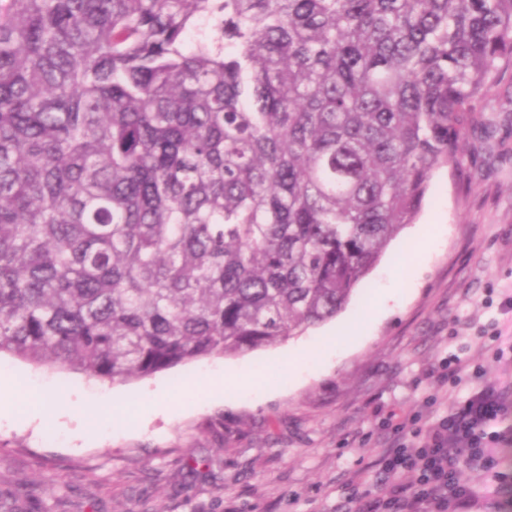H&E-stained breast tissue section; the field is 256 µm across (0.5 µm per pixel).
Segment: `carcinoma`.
I'll return each instance as SVG.
<instances>
[{"label":"carcinoma","mask_w":512,"mask_h":512,"mask_svg":"<svg viewBox=\"0 0 512 512\" xmlns=\"http://www.w3.org/2000/svg\"><path fill=\"white\" fill-rule=\"evenodd\" d=\"M505 61L512 0H0V354L124 383L336 317Z\"/></svg>","instance_id":"1"}]
</instances>
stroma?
I'll return each instance as SVG.
<instances>
[{
  "mask_svg": "<svg viewBox=\"0 0 512 512\" xmlns=\"http://www.w3.org/2000/svg\"><path fill=\"white\" fill-rule=\"evenodd\" d=\"M493 119L492 139L481 133ZM461 170L438 172L413 224L335 318L270 349L127 383L0 356V497L15 512H348L382 457L418 446L481 381L505 412L494 470L461 467L468 512H512V67L476 102ZM389 294L379 321L371 302ZM459 358V379L442 365ZM296 363L274 389L259 378ZM244 376L221 406L187 384ZM140 419L105 414L112 402Z\"/></svg>",
  "mask_w": 512,
  "mask_h": 512,
  "instance_id": "obj_1",
  "label": "stroma"
}]
</instances>
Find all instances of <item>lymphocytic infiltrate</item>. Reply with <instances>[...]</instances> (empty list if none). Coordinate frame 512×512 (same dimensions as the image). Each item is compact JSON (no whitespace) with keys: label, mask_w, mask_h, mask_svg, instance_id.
Listing matches in <instances>:
<instances>
[{"label":"lymphocytic infiltrate","mask_w":512,"mask_h":512,"mask_svg":"<svg viewBox=\"0 0 512 512\" xmlns=\"http://www.w3.org/2000/svg\"><path fill=\"white\" fill-rule=\"evenodd\" d=\"M503 413L495 385L486 383L443 417L421 446L400 447L383 460V488L375 496L356 498L355 512H448L449 503L465 508L471 490L458 475L460 462L491 467L483 452L486 428ZM413 482H402L406 473Z\"/></svg>","instance_id":"1"}]
</instances>
